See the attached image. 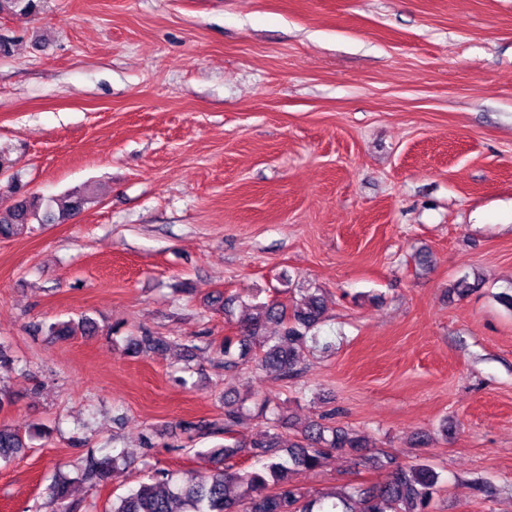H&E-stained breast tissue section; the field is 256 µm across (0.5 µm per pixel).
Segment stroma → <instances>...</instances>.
<instances>
[{
  "label": "stroma",
  "mask_w": 512,
  "mask_h": 512,
  "mask_svg": "<svg viewBox=\"0 0 512 512\" xmlns=\"http://www.w3.org/2000/svg\"><path fill=\"white\" fill-rule=\"evenodd\" d=\"M0 152V193L92 197L0 239V422L51 429L0 460V512H49L60 473L79 512L196 477L215 441L183 424L228 395L366 437L294 469L308 492L385 452L439 473L429 512H512V0H43L0 18ZM298 288L328 312L300 373L225 370L235 320ZM120 463L126 464L123 453L105 454L99 458L90 457L85 462L83 475L88 480L100 482L105 480L110 471L117 468Z\"/></svg>",
  "instance_id": "1"
}]
</instances>
